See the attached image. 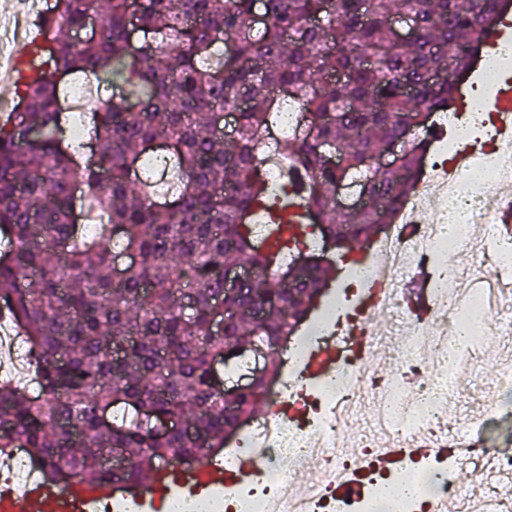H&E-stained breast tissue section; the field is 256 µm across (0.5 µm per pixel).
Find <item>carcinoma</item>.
Masks as SVG:
<instances>
[{
  "mask_svg": "<svg viewBox=\"0 0 512 512\" xmlns=\"http://www.w3.org/2000/svg\"><path fill=\"white\" fill-rule=\"evenodd\" d=\"M108 0L103 30L70 41L99 0H55L57 52L24 82L23 110L0 123V309L23 332L40 392L0 378V456L25 448L45 483L144 485L175 459L199 468L221 455L267 402L284 343L315 310L333 265L289 254L299 234L362 250L394 223L438 138L428 122L458 108L487 33L512 0ZM412 15L399 43L389 19ZM126 85L91 113L87 159L64 138L66 82ZM301 119L273 136L285 102ZM236 114L227 140L216 113ZM404 140L392 169L373 165ZM169 145L163 175L154 150ZM280 158L305 223L284 212L264 174ZM341 160H336V157ZM370 206L336 209V185ZM95 215L93 234L75 211ZM254 279L224 293V269ZM193 303L183 316L180 301ZM273 355L252 386L224 397V377L254 349ZM163 420L187 429L157 430ZM114 448L125 462L114 464Z\"/></svg>",
  "mask_w": 512,
  "mask_h": 512,
  "instance_id": "cac0c4a2",
  "label": "carcinoma"
}]
</instances>
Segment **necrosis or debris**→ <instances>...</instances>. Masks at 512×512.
<instances>
[{"label":"necrosis or debris","instance_id":"obj_1","mask_svg":"<svg viewBox=\"0 0 512 512\" xmlns=\"http://www.w3.org/2000/svg\"><path fill=\"white\" fill-rule=\"evenodd\" d=\"M458 111L443 117L452 131L447 145L428 159L425 174L399 214L396 224L369 244L371 256L354 272L347 290L353 311L331 304L288 360L289 370L270 396L278 412L260 418L242 435L237 447L224 451L225 471L236 470L242 456L255 470L245 497L201 495L187 490L177 496L181 512H363L360 498H339L333 493L337 475H356L366 488L378 490L396 481L395 469L371 464L384 438L409 446L418 437L452 441L447 458L426 461L419 474L427 503L465 495L446 475L445 461L460 458L497 470H512V454H492L478 443L455 448L462 431L450 427L448 407L460 403L464 382L474 375L482 353L479 334L485 319H492L500 334L512 335V239L488 249L483 273L461 282L456 267L439 265L441 255L471 244L472 227L491 221L487 187H494L502 206H512V139L500 132L499 119L488 109L484 85L474 82L464 92ZM418 227L416 239L405 238L402 227ZM426 269L424 294L435 310L436 321L425 324L410 310L403 283L415 270ZM379 291V310L389 316L392 337L372 336L354 343L353 331L369 329L368 290ZM469 327L473 337L455 344L449 328ZM340 348L335 369L316 379L304 375L308 360L329 342ZM402 364V372L379 374L365 364L366 353ZM417 384L406 385V371ZM377 405L364 433L345 437L346 410L361 397ZM312 469L306 494H294L290 472ZM39 467L24 449H14L0 462V486L22 490L37 483Z\"/></svg>","mask_w":512,"mask_h":512}]
</instances>
